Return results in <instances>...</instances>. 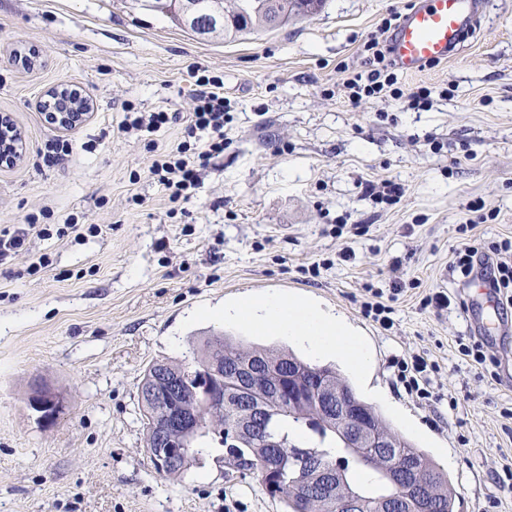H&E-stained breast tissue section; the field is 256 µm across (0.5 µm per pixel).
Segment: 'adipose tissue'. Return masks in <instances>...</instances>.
<instances>
[{
    "label": "adipose tissue",
    "mask_w": 512,
    "mask_h": 512,
    "mask_svg": "<svg viewBox=\"0 0 512 512\" xmlns=\"http://www.w3.org/2000/svg\"><path fill=\"white\" fill-rule=\"evenodd\" d=\"M222 316L225 322L245 321L282 336L314 356H336L355 373L362 372L368 362L346 320L305 299H287L277 293L247 295L225 306Z\"/></svg>",
    "instance_id": "ef3b65f1"
}]
</instances>
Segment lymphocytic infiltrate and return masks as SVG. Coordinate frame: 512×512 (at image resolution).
<instances>
[{"label": "lymphocytic infiltrate", "mask_w": 512, "mask_h": 512, "mask_svg": "<svg viewBox=\"0 0 512 512\" xmlns=\"http://www.w3.org/2000/svg\"><path fill=\"white\" fill-rule=\"evenodd\" d=\"M364 50L370 68L367 73L348 79L346 87L351 101L377 98L387 93L396 98L407 97L409 107L414 109L427 104L431 95L429 88L422 87L409 94L403 92L398 84V67L381 36L371 35ZM189 76L194 80L195 90L193 105L184 118V138L171 148L155 149L150 166L153 179L167 196L168 213L172 216L182 212L184 203L199 189L212 161L223 155L224 127L231 121L224 107L223 83L199 75L194 69L190 70ZM80 230V224L72 219L53 228L40 223L36 214H29L25 223L0 229V263L26 251L31 238L61 240ZM449 269L465 284L481 279L493 288L502 305L512 306L511 239H494L477 246L463 244L456 250ZM391 365L409 393L427 401L439 400V393L430 388L429 365L424 357L406 359L397 356L392 358Z\"/></svg>", "instance_id": "f902f5d3"}]
</instances>
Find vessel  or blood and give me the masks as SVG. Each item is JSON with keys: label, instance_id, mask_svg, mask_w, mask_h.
<instances>
[{"label": "vessel or blood", "instance_id": "b4317fda", "mask_svg": "<svg viewBox=\"0 0 512 512\" xmlns=\"http://www.w3.org/2000/svg\"><path fill=\"white\" fill-rule=\"evenodd\" d=\"M485 0H413L390 37L393 59L401 71L413 74L429 63L448 60L483 12ZM473 333L479 338L499 330L494 296H486Z\"/></svg>", "mask_w": 512, "mask_h": 512}]
</instances>
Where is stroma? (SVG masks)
Segmentation results:
<instances>
[{"mask_svg": "<svg viewBox=\"0 0 512 512\" xmlns=\"http://www.w3.org/2000/svg\"><path fill=\"white\" fill-rule=\"evenodd\" d=\"M413 0H325L321 12L234 41H206L136 0H0V113L21 131L22 160L0 166V229L49 209L97 224V236L34 240L0 265V512H285L253 476L230 470L210 444L181 477L166 478L144 448L140 385L153 362L189 360L221 333L331 366L358 397L446 470L455 512H512V307L495 364L462 362L463 309L423 307L448 285L461 243L512 237V0H488L456 55L416 75L432 103L350 102L363 44ZM222 80L230 145L185 205L167 215L150 177L149 143L176 145L184 125L120 130L126 111L192 107L193 67ZM88 89L94 107L75 127L46 121L48 89ZM72 154L46 166L47 144ZM138 181H131V174ZM391 179V206L358 183ZM353 257L339 260L342 248ZM48 255L47 267L27 268ZM398 273H391L392 259ZM331 268L311 275V264ZM407 281L392 291L393 275ZM390 299L395 326L364 316L366 286ZM301 295L341 315L370 355L363 373L336 357L212 313L243 295ZM433 363L442 396L424 402L397 386L393 356ZM64 397L50 423L27 398L35 382ZM456 408H449V400Z\"/></svg>", "mask_w": 512, "mask_h": 512, "instance_id": "stroma-1", "label": "stroma"}]
</instances>
